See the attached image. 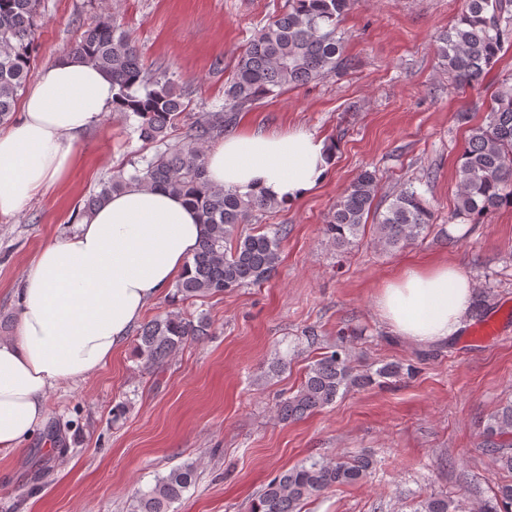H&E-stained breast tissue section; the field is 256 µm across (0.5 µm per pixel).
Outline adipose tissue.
Here are the masks:
<instances>
[{
  "label": "adipose tissue",
  "mask_w": 512,
  "mask_h": 512,
  "mask_svg": "<svg viewBox=\"0 0 512 512\" xmlns=\"http://www.w3.org/2000/svg\"><path fill=\"white\" fill-rule=\"evenodd\" d=\"M112 80L61 56L39 71L22 114L0 132V215L22 210L74 167L75 142L112 109ZM335 161L324 138L303 129L228 136L206 152L210 181L287 203L326 178ZM205 231L176 195L137 182L100 206L78 231L45 245L25 267L13 335L0 338V453L32 436L52 387L90 378L121 348L147 305L182 276ZM474 284L445 262L410 264L377 298L399 337L427 346L465 325Z\"/></svg>",
  "instance_id": "obj_1"
}]
</instances>
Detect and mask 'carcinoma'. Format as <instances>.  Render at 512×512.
I'll return each instance as SVG.
<instances>
[{
  "instance_id": "obj_1",
  "label": "carcinoma",
  "mask_w": 512,
  "mask_h": 512,
  "mask_svg": "<svg viewBox=\"0 0 512 512\" xmlns=\"http://www.w3.org/2000/svg\"><path fill=\"white\" fill-rule=\"evenodd\" d=\"M355 0H287L285 10L263 27L239 55L224 88V102L188 122L190 92L175 89L166 74L146 72L138 49L117 18L108 11L89 27L67 55L75 56L112 76L116 111L134 119L133 133L155 154L143 157L126 175L118 172L89 198L82 215L103 204L128 182L178 194L207 225L185 275L174 285L171 299L232 293L267 281L281 261L283 228L253 227L244 231L257 212L278 206L261 192L226 190L211 184L205 164L206 144L234 124L238 113L286 87L306 85L351 66L345 54L340 25ZM41 0H0V124L11 119L31 77ZM512 45V0H466L455 24L439 37L438 55L456 81L483 82L499 54ZM186 125L177 144L168 143L174 129ZM460 190L457 214L472 224L512 208V77L502 80L482 123L469 129L467 145L458 160ZM378 178L363 169L334 205L323 227L338 248L360 239L371 214ZM432 221L429 201L410 183L393 195L385 211L376 215V239L387 249L403 248L426 236ZM203 315L187 317L168 312L138 331L136 351L145 368L157 369L188 342L211 335ZM385 365L375 372L356 371L343 344L310 363L297 391L279 401L277 416L285 422L301 420L336 403L349 391L372 385L377 377L398 373ZM479 447L495 465L512 473V401L489 415ZM374 468L372 457L343 455L309 458L275 476L250 505V512H301L302 506L325 491L353 485ZM196 465L184 462L154 484L132 496L131 512H169L196 482ZM413 512H464L459 502L430 494L413 504ZM473 512H512V481L500 482L493 499Z\"/></svg>"
}]
</instances>
